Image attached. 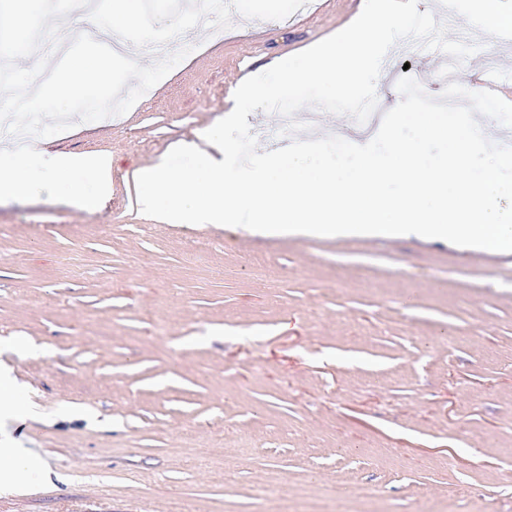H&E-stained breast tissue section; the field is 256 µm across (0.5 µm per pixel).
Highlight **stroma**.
Instances as JSON below:
<instances>
[{
    "label": "stroma",
    "instance_id": "1",
    "mask_svg": "<svg viewBox=\"0 0 512 512\" xmlns=\"http://www.w3.org/2000/svg\"><path fill=\"white\" fill-rule=\"evenodd\" d=\"M360 3L242 18L218 43L196 27L148 101L34 140L45 155L110 154L112 196L93 212L0 202V362L31 389L11 429L40 468L34 482L15 471L0 512H316L339 496L350 512L423 499L512 512V254L163 224L137 204L142 167L205 148L247 77L343 28ZM475 4L444 18L449 39L480 46L462 84L486 53L512 64L497 33L467 27ZM441 67L435 50L387 55L380 111L405 74L440 95ZM257 266L273 278L253 279ZM360 485L374 497L355 496ZM268 486L275 498L257 503Z\"/></svg>",
    "mask_w": 512,
    "mask_h": 512
}]
</instances>
